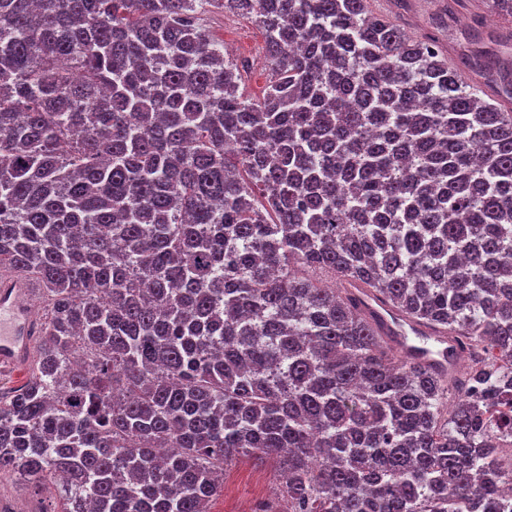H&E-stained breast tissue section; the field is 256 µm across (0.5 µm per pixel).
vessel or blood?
<instances>
[{
    "instance_id": "vessel-or-blood-1",
    "label": "vessel or blood",
    "mask_w": 512,
    "mask_h": 512,
    "mask_svg": "<svg viewBox=\"0 0 512 512\" xmlns=\"http://www.w3.org/2000/svg\"><path fill=\"white\" fill-rule=\"evenodd\" d=\"M30 281L19 273L0 272V367L25 366L42 327L29 302ZM360 308L384 343L407 361L447 371L458 361L453 339L444 330L417 321L372 291L358 297Z\"/></svg>"
}]
</instances>
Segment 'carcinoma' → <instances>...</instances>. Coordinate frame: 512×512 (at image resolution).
<instances>
[{"instance_id": "cac0c4a2", "label": "carcinoma", "mask_w": 512, "mask_h": 512, "mask_svg": "<svg viewBox=\"0 0 512 512\" xmlns=\"http://www.w3.org/2000/svg\"><path fill=\"white\" fill-rule=\"evenodd\" d=\"M259 26L269 84L201 22ZM512 60L368 0H0V269L35 279L0 474L61 512H512ZM345 281L467 341L441 377ZM280 476L272 460L241 457L230 468L222 489L210 505L211 512H254L259 503L274 498Z\"/></svg>"}]
</instances>
